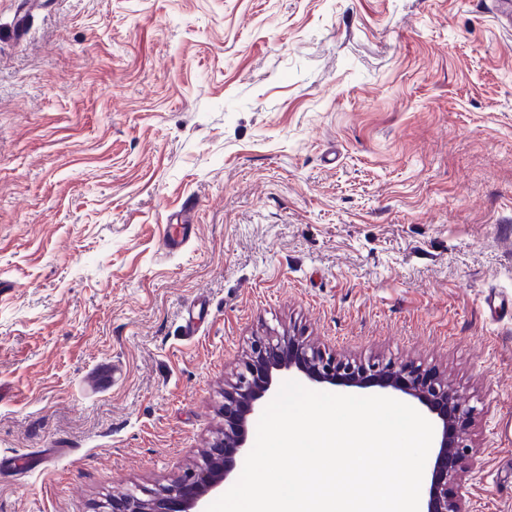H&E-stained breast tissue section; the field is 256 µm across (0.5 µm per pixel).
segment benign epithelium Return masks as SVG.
<instances>
[{"label":"benign epithelium","instance_id":"1","mask_svg":"<svg viewBox=\"0 0 512 512\" xmlns=\"http://www.w3.org/2000/svg\"><path fill=\"white\" fill-rule=\"evenodd\" d=\"M297 370L309 381L344 388L372 389L401 399L435 422L438 450L431 472L426 512H470L462 481L472 462L463 423L474 407L448 384L424 369L392 361L367 364L327 356L296 335L260 336L251 355L224 391V439L209 449L204 465L144 499L128 493L112 501V512H206L213 494L233 482L236 458L250 452L248 423L273 395L279 373Z\"/></svg>","mask_w":512,"mask_h":512}]
</instances>
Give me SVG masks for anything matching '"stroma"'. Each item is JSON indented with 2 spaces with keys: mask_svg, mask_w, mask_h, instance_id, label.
Instances as JSON below:
<instances>
[{
  "mask_svg": "<svg viewBox=\"0 0 512 512\" xmlns=\"http://www.w3.org/2000/svg\"><path fill=\"white\" fill-rule=\"evenodd\" d=\"M491 3L0 0V512L171 484L270 329L446 377L477 408L470 512H512V22ZM104 362L123 373L97 392Z\"/></svg>",
  "mask_w": 512,
  "mask_h": 512,
  "instance_id": "stroma-1",
  "label": "stroma"
}]
</instances>
